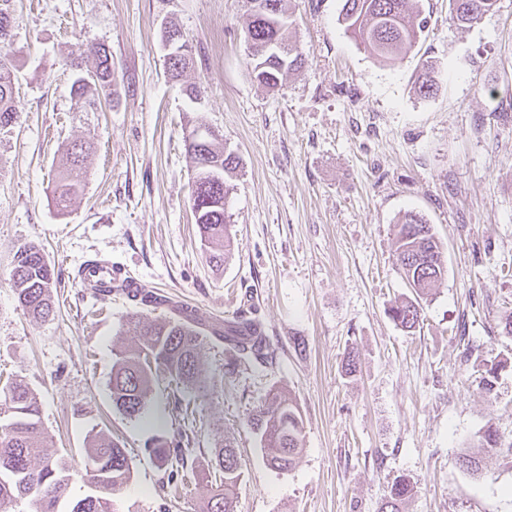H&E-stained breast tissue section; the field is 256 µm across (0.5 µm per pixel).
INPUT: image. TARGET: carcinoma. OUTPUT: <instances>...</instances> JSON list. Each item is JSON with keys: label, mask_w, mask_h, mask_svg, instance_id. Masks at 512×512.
I'll use <instances>...</instances> for the list:
<instances>
[{"label": "carcinoma", "mask_w": 512, "mask_h": 512, "mask_svg": "<svg viewBox=\"0 0 512 512\" xmlns=\"http://www.w3.org/2000/svg\"><path fill=\"white\" fill-rule=\"evenodd\" d=\"M15 0H0V137L13 133L19 124L14 104L16 65L6 52L15 37ZM419 0H342V18L347 29L360 40L377 60L391 62L407 54L415 46L427 20L419 18ZM497 0H448L451 23L465 26L491 12ZM248 26L246 39L251 44L253 74L268 88L278 85L281 76L305 68V59L288 44L287 0H247ZM167 54V76L180 81L192 64L191 51L182 44ZM93 68L84 71L82 63L72 61L75 71L71 94L81 112H96L101 102L112 96L114 73L112 53L103 45L89 48ZM436 87L435 67L423 65L418 91L427 95ZM185 149L191 159L193 178L191 202L207 259L213 267L224 265L231 250V224L225 208L229 188L224 174L236 169L238 161L224 155L223 139L215 135L207 146L184 137ZM92 150L88 140L68 145L54 178L55 200L65 209L84 190L86 162ZM396 262L411 288L412 296L391 308L392 318L402 327L412 329L422 321V301L442 283L447 275L441 243L428 224L417 213L402 218L396 234ZM13 290L19 306L35 319H47L55 312L54 288L58 279L55 269L42 250L28 244L16 249L11 270ZM134 324L138 343L117 354L112 365V401L123 414L136 418L142 414L154 373L164 372L170 380L185 387L206 389L200 369L205 341L202 323L192 315L179 311L177 317L151 320L140 310L126 315ZM248 329L251 335L236 341L235 348L243 363L271 365L262 324L255 318H238L236 323L211 327V334L228 340ZM507 363L499 361L486 370L482 389L491 395L498 372ZM12 403V417L0 423V512L25 498L32 512H57L56 506L68 491L70 465L64 456L49 451V439L42 426L36 395L22 381L3 388ZM176 418L183 422L170 439H159L151 452L167 473L169 491H178L198 479L192 448L199 427L196 411L174 401ZM250 425L265 449L267 461L278 470H290L303 451L304 422L292 399L279 392H270L253 411ZM85 455L90 469L86 474L101 492L87 496L72 505L70 512H112L110 496L130 479L131 460L122 443L110 436L96 433L88 436ZM212 473L211 495L206 512H234V499L240 481V463L236 449L226 444L213 449L209 460ZM414 483L407 477L395 478L381 501L379 512H405L406 504L415 496Z\"/></svg>", "instance_id": "1"}]
</instances>
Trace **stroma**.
Listing matches in <instances>:
<instances>
[{"label":"stroma","instance_id":"1","mask_svg":"<svg viewBox=\"0 0 512 512\" xmlns=\"http://www.w3.org/2000/svg\"><path fill=\"white\" fill-rule=\"evenodd\" d=\"M341 5L290 0L306 67L270 89L251 74L244 0H16L9 52L21 118L0 140V376L29 384L73 467L59 512L93 492V431L118 438L132 460L116 512H202L205 489L168 495L149 452L176 434L177 396L202 420L195 460L234 443L235 512H378L401 475L418 486L407 512H512V337L501 332L512 315V0L463 29L449 23L448 0H422L420 42L389 65L359 45ZM170 24L192 48L186 79L203 85L198 102L167 77L160 30ZM95 44L112 52L115 94L103 111L80 112L69 62L92 68ZM426 60L439 78L423 96L415 83ZM200 124L238 161L233 249L218 271L190 202L183 136ZM89 136L86 186L58 212L55 171L66 146ZM408 212L433 226L448 269L411 332L389 315L410 294L394 254ZM30 242L59 276L55 313L42 320L23 312L10 282L15 250ZM95 258L192 304L203 324L259 319L276 368L235 369L236 352L211 340L206 391L173 394L160 373L142 415L127 417L110 379L118 346L135 339L132 304L80 287L79 267ZM498 360L508 366L490 398L479 380ZM272 388L304 420V450L286 472L268 465L248 423ZM490 426L502 449L484 455L481 474L459 467Z\"/></svg>","mask_w":512,"mask_h":512}]
</instances>
